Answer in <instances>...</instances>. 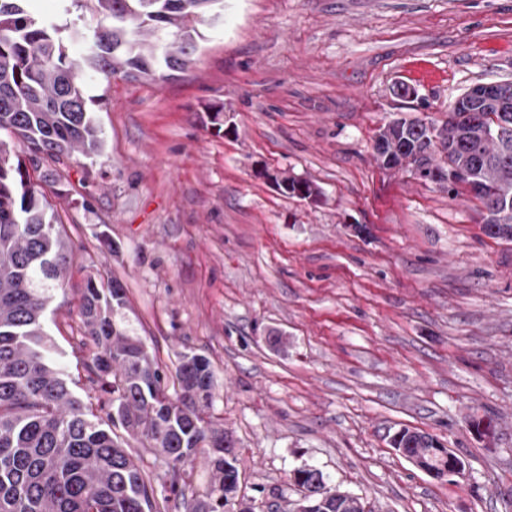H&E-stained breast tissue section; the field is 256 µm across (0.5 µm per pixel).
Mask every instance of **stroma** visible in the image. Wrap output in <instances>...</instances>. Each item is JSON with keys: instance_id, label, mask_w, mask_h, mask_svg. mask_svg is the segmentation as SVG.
<instances>
[{"instance_id": "obj_1", "label": "stroma", "mask_w": 512, "mask_h": 512, "mask_svg": "<svg viewBox=\"0 0 512 512\" xmlns=\"http://www.w3.org/2000/svg\"><path fill=\"white\" fill-rule=\"evenodd\" d=\"M203 34L190 74L88 86L101 157L29 171L67 190L54 205L76 260L47 323L74 393L93 392L79 290L116 278L124 325L167 377L183 355L211 361V414L255 512L295 500L305 466L366 512H512V241L486 234L468 193L373 150L391 119L441 120L470 87L512 81V0H225ZM284 169L318 200L263 177ZM404 427L463 474L434 478L392 448Z\"/></svg>"}]
</instances>
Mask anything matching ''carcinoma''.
Listing matches in <instances>:
<instances>
[{
    "instance_id": "carcinoma-1",
    "label": "carcinoma",
    "mask_w": 512,
    "mask_h": 512,
    "mask_svg": "<svg viewBox=\"0 0 512 512\" xmlns=\"http://www.w3.org/2000/svg\"><path fill=\"white\" fill-rule=\"evenodd\" d=\"M28 2L0 0V512H159L153 481L183 495L186 463L200 448L210 488L183 499L185 512H254L237 500L235 442L209 414L210 361L184 355L168 385L143 340L116 320L125 291L114 281L87 279L80 303L79 344L91 353L85 371L98 395L86 403L71 390L45 314L69 283L74 246L14 154L18 144L52 161L103 155L85 80L163 81L191 71L200 27L224 23V0H60L64 13L82 2L98 19L77 56L67 44L86 41L83 27L37 16ZM492 89L485 100L462 94L442 121L386 123L374 150L384 169L450 194L466 190L484 208L485 232L511 241L512 82ZM208 118L221 134L224 104L208 106ZM117 423L153 453L159 471L127 451ZM391 443L423 471L447 476L448 448L433 436L404 427ZM291 481L299 499L289 512H365L314 466Z\"/></svg>"
}]
</instances>
